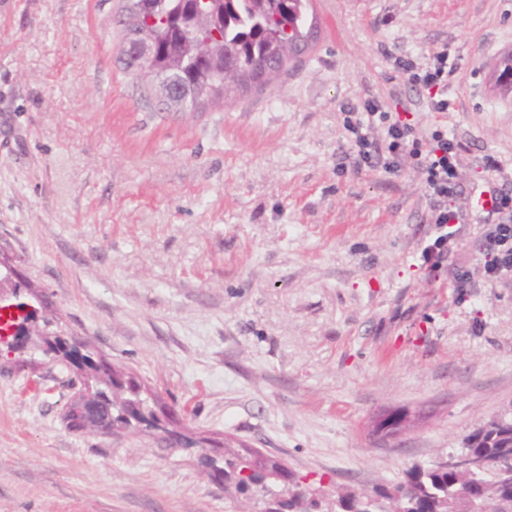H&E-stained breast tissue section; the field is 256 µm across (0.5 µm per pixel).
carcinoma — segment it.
Instances as JSON below:
<instances>
[{"instance_id":"obj_1","label":"carcinoma","mask_w":512,"mask_h":512,"mask_svg":"<svg viewBox=\"0 0 512 512\" xmlns=\"http://www.w3.org/2000/svg\"><path fill=\"white\" fill-rule=\"evenodd\" d=\"M197 2L125 0L122 9V47L135 48L136 42L128 39L130 33L150 31L157 43L154 69L174 79L180 99L197 107L233 90L262 87L269 78L262 77L261 64L274 61L276 72H281L311 47L309 38L319 30L316 16L309 11L310 0H210L208 15L197 19L186 33L181 18L194 15ZM217 36L224 41V59L233 67L225 76L217 59L202 63L191 52L179 58L172 55L178 44L193 46ZM111 389L112 374L106 371L87 387L94 395ZM132 406L152 417L164 409L154 394L129 375L123 389L112 396V422L125 430L150 424L128 416ZM460 451L480 458L512 457V411L475 428L464 437ZM210 465V479L224 481V490H233L234 503L246 499L261 504L259 512H377L381 505L383 512H470L491 493L512 501V474L507 472L466 474L444 465L415 466L396 484L370 493L339 492L330 501L316 490L307 491L303 478L287 466L251 448L226 447L222 465L213 459Z\"/></svg>"}]
</instances>
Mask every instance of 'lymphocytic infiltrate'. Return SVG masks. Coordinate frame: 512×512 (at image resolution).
<instances>
[{"label":"lymphocytic infiltrate","mask_w":512,"mask_h":512,"mask_svg":"<svg viewBox=\"0 0 512 512\" xmlns=\"http://www.w3.org/2000/svg\"><path fill=\"white\" fill-rule=\"evenodd\" d=\"M395 64L413 85L427 94L429 111L444 114L452 104L448 98V78L454 73V65L448 62L447 50L429 52L424 62L410 58H396ZM376 116L385 125L384 141H377L365 131L363 116ZM345 128L353 136L356 167L370 169L380 167L396 173L406 164H413L425 186L431 222L437 234L421 251L422 265L428 273L437 272L448 259L453 238L448 225L458 223L459 214L454 202L461 193L458 172V155L463 148L460 141L450 138L447 130L436 128L430 143H423L415 134L411 123L400 115L384 111L379 100L364 99L360 112H348ZM487 214L493 219L483 239V259L477 271L461 270L454 285L467 287L473 276L486 280H498L512 276V190H495Z\"/></svg>","instance_id":"obj_1"}]
</instances>
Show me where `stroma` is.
Listing matches in <instances>:
<instances>
[{
	"label": "stroma",
	"mask_w": 512,
	"mask_h": 512,
	"mask_svg": "<svg viewBox=\"0 0 512 512\" xmlns=\"http://www.w3.org/2000/svg\"><path fill=\"white\" fill-rule=\"evenodd\" d=\"M122 0H0V252L53 331L134 373L210 441L329 494L392 484L512 408V279L473 278L480 193L512 189V0H312L301 62L258 91L166 108L119 60ZM447 47L464 219L431 279L413 167L356 172L362 98L438 124L396 57ZM492 155L503 174L484 172ZM69 369L0 356V512H229L199 453L69 430ZM390 410L411 414L394 437Z\"/></svg>",
	"instance_id": "35a3bbf8"
}]
</instances>
